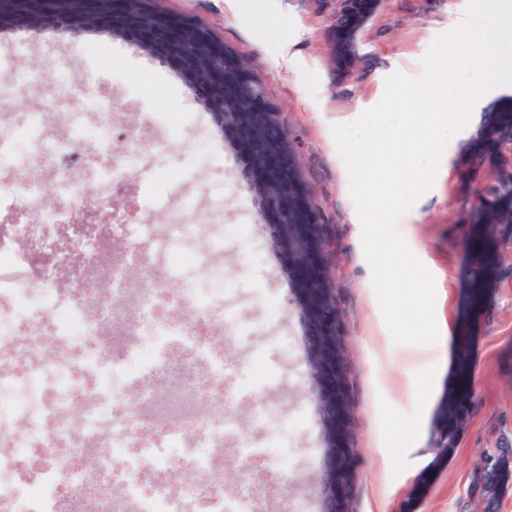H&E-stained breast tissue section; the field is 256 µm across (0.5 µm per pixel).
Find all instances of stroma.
I'll list each match as a JSON object with an SVG mask.
<instances>
[{
	"instance_id": "1",
	"label": "stroma",
	"mask_w": 512,
	"mask_h": 512,
	"mask_svg": "<svg viewBox=\"0 0 512 512\" xmlns=\"http://www.w3.org/2000/svg\"><path fill=\"white\" fill-rule=\"evenodd\" d=\"M461 0H383L361 29L358 58L336 66L328 34L331 20L314 0H162V9L208 26L259 80L295 168L310 190L326 230L329 278L343 325L350 445L358 466L350 512H485L472 496V473L499 448H512V224L492 228L501 265L488 284L484 311L461 321L462 286L474 255L465 221L458 169L469 144L453 139L432 189L401 217L398 227L413 253L448 293L444 315L455 317L440 337L435 362L413 358V347L394 343L371 286L361 227L349 195L348 174L332 128L354 121L379 103L385 79L422 71L421 59ZM296 40L301 62L290 68L279 50ZM104 46L105 62L87 54ZM13 70L44 65L40 84H15L1 109L40 112L47 97L78 92V80L98 74L99 99L115 101L112 142L131 136L142 146L129 188L139 194V220L179 231L173 242L210 259L211 277L181 264L178 288L226 283L216 314L224 322V358L239 365L240 382L254 384L257 400L236 404L239 427L251 429L259 398L270 401L272 427L290 460L288 512H318L316 477L322 464L321 423L311 394L304 328L298 303L278 257L267 245L254 196L241 171L245 159L222 136L206 108L166 64L119 36L80 37L23 30L0 32V60ZM240 228L238 236L226 225ZM467 346L475 396L457 414L445 462H437L436 412L448 385V361Z\"/></svg>"
}]
</instances>
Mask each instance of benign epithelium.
<instances>
[{
  "label": "benign epithelium",
  "instance_id": "benign-epithelium-1",
  "mask_svg": "<svg viewBox=\"0 0 512 512\" xmlns=\"http://www.w3.org/2000/svg\"><path fill=\"white\" fill-rule=\"evenodd\" d=\"M132 0H0V31L23 27L35 35L46 29L79 37L117 29L144 51L158 57L181 77L209 111L214 125L231 133L247 160L246 177L253 189L258 213L270 220L268 245L278 255L295 287L305 332L307 361L322 425L323 459L319 478V512H348L355 483L357 457L348 446V411L343 369L344 356L339 315L324 255V230L313 207L304 205L306 223H288V194L279 186L293 167L292 153L272 150L267 141L279 125L264 100L247 101V111L229 112L227 106L242 100L249 74L237 83L224 82V46L204 36L200 24L164 11L135 15ZM331 12L332 31L340 23L364 26L370 15L357 16L355 0H320ZM442 433L437 461L448 447V402L439 408ZM512 469V451L497 449L475 470L470 492L492 500L501 490L497 475Z\"/></svg>",
  "mask_w": 512,
  "mask_h": 512
}]
</instances>
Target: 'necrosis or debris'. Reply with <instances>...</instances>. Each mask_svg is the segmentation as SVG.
Wrapping results in <instances>:
<instances>
[{
	"mask_svg": "<svg viewBox=\"0 0 512 512\" xmlns=\"http://www.w3.org/2000/svg\"><path fill=\"white\" fill-rule=\"evenodd\" d=\"M42 113L0 135V512H270L288 461L237 430L239 391L212 297L176 288L182 253L131 234L135 150L112 147L96 113L101 193L80 203L67 142ZM55 198H48L45 179ZM126 246L112 255L107 244ZM77 268L67 281L54 267ZM106 268L109 294L94 286ZM137 269L139 281L128 278ZM235 442L239 479L224 482Z\"/></svg>",
	"mask_w": 512,
	"mask_h": 512,
	"instance_id": "4bbe7bcc",
	"label": "necrosis or debris"
}]
</instances>
